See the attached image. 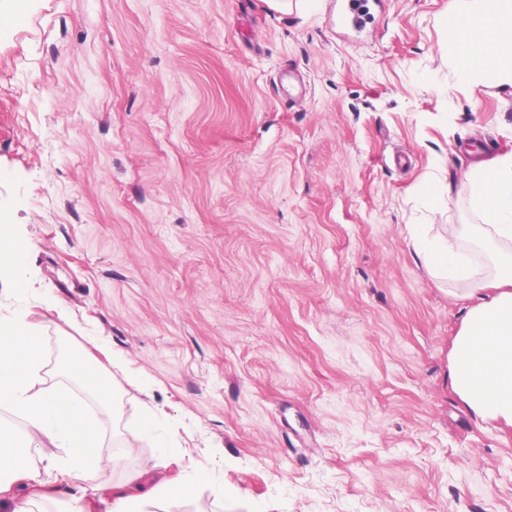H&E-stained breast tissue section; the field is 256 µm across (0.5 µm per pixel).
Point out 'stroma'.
<instances>
[{"instance_id":"obj_1","label":"stroma","mask_w":512,"mask_h":512,"mask_svg":"<svg viewBox=\"0 0 512 512\" xmlns=\"http://www.w3.org/2000/svg\"><path fill=\"white\" fill-rule=\"evenodd\" d=\"M0 0V207L29 247L47 383L123 356L90 484L209 483L156 512H512V427L449 351L478 298L410 227L470 238L461 173L512 153V88L458 83L457 0ZM439 177L450 209L426 207ZM53 310L43 309V302ZM173 452L127 453L144 408Z\"/></svg>"}]
</instances>
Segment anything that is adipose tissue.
<instances>
[{
    "instance_id": "ef3b65f1",
    "label": "adipose tissue",
    "mask_w": 512,
    "mask_h": 512,
    "mask_svg": "<svg viewBox=\"0 0 512 512\" xmlns=\"http://www.w3.org/2000/svg\"><path fill=\"white\" fill-rule=\"evenodd\" d=\"M448 33V58L458 80L470 86L512 88V0H459ZM469 204L482 231L481 248L497 257L501 269L496 292L451 237H432L415 225L413 237L431 274L440 280L472 282L480 301L468 311L449 356L451 384L480 418L512 427V154L477 161L463 173ZM16 297L31 295L28 247L0 215V281ZM42 330L33 311L0 314V409L24 421L23 445L15 447L0 430V512H32L33 503L52 501L58 512H89L87 476L109 465L101 432L88 413L89 401L114 405L112 369L119 356L95 355L99 342L87 345L60 368L81 388L40 387L36 348ZM210 479L198 468L150 492H116L102 499L103 512H152L161 499L194 493Z\"/></svg>"
}]
</instances>
